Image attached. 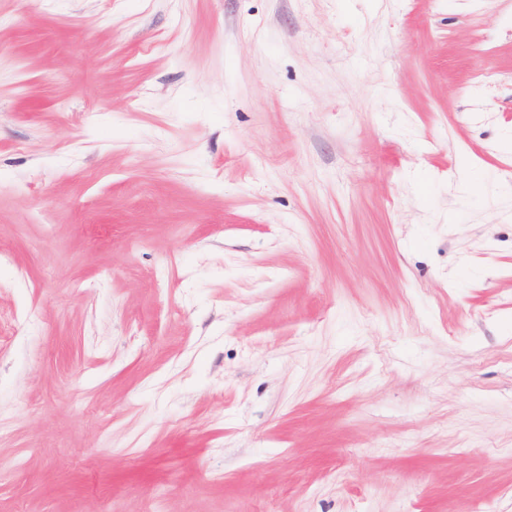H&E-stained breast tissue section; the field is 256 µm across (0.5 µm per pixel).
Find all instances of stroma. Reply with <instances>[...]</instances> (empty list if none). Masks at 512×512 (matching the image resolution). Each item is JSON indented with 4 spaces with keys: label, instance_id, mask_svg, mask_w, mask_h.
Instances as JSON below:
<instances>
[{
    "label": "stroma",
    "instance_id": "obj_1",
    "mask_svg": "<svg viewBox=\"0 0 512 512\" xmlns=\"http://www.w3.org/2000/svg\"><path fill=\"white\" fill-rule=\"evenodd\" d=\"M0 321V512H512V0H0Z\"/></svg>",
    "mask_w": 512,
    "mask_h": 512
}]
</instances>
